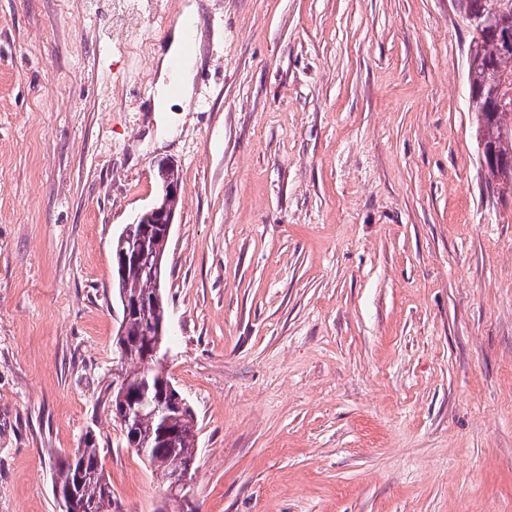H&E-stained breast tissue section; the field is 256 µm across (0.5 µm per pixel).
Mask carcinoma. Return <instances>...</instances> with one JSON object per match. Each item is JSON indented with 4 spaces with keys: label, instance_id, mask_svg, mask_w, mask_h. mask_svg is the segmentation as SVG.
Wrapping results in <instances>:
<instances>
[{
    "label": "carcinoma",
    "instance_id": "carcinoma-1",
    "mask_svg": "<svg viewBox=\"0 0 512 512\" xmlns=\"http://www.w3.org/2000/svg\"><path fill=\"white\" fill-rule=\"evenodd\" d=\"M473 80L470 90L480 97L472 107L476 136L485 142L490 160L484 169L487 179L512 180V169L494 166L501 160L512 162V52L500 48L497 35L489 30L473 35ZM169 238L158 230L147 237L148 250L167 256ZM118 299L127 300L122 309L121 350L116 361L122 387L109 392L103 403L106 415L120 424L125 442L155 473L165 491H170L172 477L196 462L194 414L189 405L167 412L157 410L172 380L159 368L167 354V332L156 335L155 326L167 319L163 297V277H153L143 267L128 265L114 271ZM55 498L67 512H114L112 487L100 460L94 437L89 435L84 447L75 449L56 473Z\"/></svg>",
    "mask_w": 512,
    "mask_h": 512
}]
</instances>
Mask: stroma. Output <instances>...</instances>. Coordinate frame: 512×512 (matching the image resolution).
<instances>
[{
  "instance_id": "stroma-1",
  "label": "stroma",
  "mask_w": 512,
  "mask_h": 512,
  "mask_svg": "<svg viewBox=\"0 0 512 512\" xmlns=\"http://www.w3.org/2000/svg\"><path fill=\"white\" fill-rule=\"evenodd\" d=\"M0 0V512H60L95 435L119 512L165 491L103 410L112 241L184 190L167 371L191 512H512V196L489 187L458 0ZM183 43V32L180 29H176L173 32L171 44L166 54L158 58L159 66V77L158 84L162 92L166 91L167 81L170 79V60L175 56L181 49ZM193 69L194 61H187L179 79V91L178 95L167 99L163 107L156 106V112H170V106L175 102L187 103L191 98L193 84Z\"/></svg>"
}]
</instances>
